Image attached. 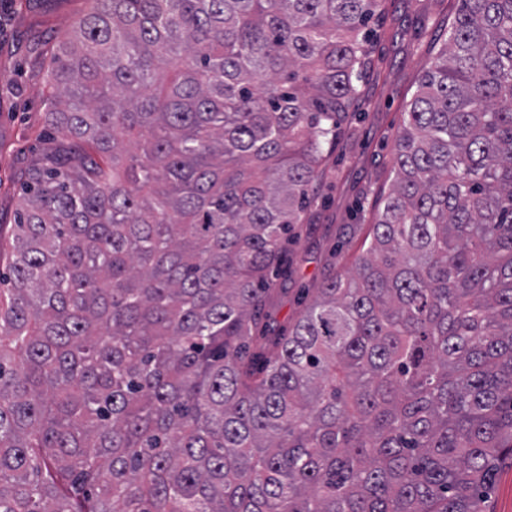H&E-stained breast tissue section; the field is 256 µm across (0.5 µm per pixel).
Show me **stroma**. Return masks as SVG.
Returning <instances> with one entry per match:
<instances>
[{"label": "stroma", "mask_w": 512, "mask_h": 512, "mask_svg": "<svg viewBox=\"0 0 512 512\" xmlns=\"http://www.w3.org/2000/svg\"><path fill=\"white\" fill-rule=\"evenodd\" d=\"M424 0H387L380 21L370 23L378 65L362 89V115L348 124L328 161L321 201L309 223L288 246L292 264L278 285L284 293L278 326L290 324L301 289L317 287L329 270L351 268L360 253L378 203L392 185V149L403 113L440 42L433 31L453 19L457 0H434L424 24L416 17ZM85 0H10L0 13V286L12 285V245L20 184L46 130L50 56H33L37 44H52L85 9Z\"/></svg>", "instance_id": "obj_1"}]
</instances>
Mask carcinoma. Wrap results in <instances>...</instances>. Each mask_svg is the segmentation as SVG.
Here are the masks:
<instances>
[{"label": "carcinoma", "instance_id": "1", "mask_svg": "<svg viewBox=\"0 0 512 512\" xmlns=\"http://www.w3.org/2000/svg\"><path fill=\"white\" fill-rule=\"evenodd\" d=\"M0 289V512H484L512 458V0H460L355 268L270 275L385 0H86Z\"/></svg>", "mask_w": 512, "mask_h": 512}]
</instances>
